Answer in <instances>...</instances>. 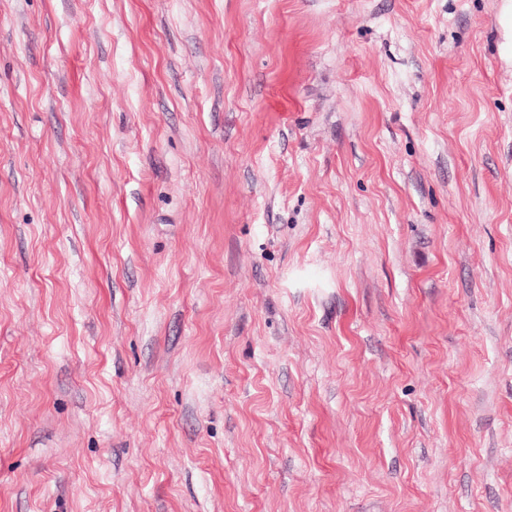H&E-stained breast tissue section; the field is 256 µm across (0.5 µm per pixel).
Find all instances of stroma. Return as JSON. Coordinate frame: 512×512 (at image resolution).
<instances>
[{"mask_svg": "<svg viewBox=\"0 0 512 512\" xmlns=\"http://www.w3.org/2000/svg\"><path fill=\"white\" fill-rule=\"evenodd\" d=\"M502 0H0V512H512Z\"/></svg>", "mask_w": 512, "mask_h": 512, "instance_id": "stroma-1", "label": "stroma"}]
</instances>
